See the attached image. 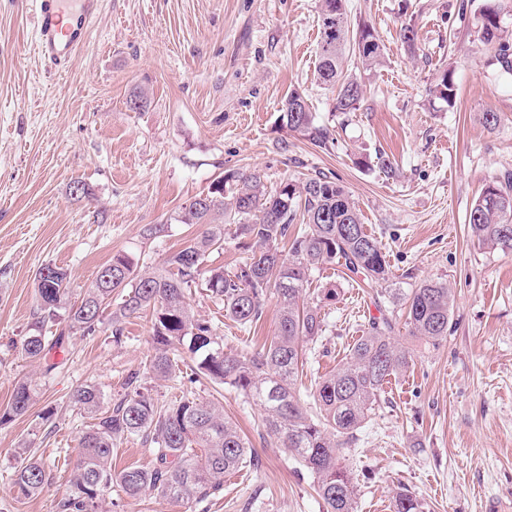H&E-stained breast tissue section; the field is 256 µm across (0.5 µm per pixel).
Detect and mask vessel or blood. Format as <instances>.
I'll list each match as a JSON object with an SVG mask.
<instances>
[{
	"instance_id": "obj_1",
	"label": "vessel or blood",
	"mask_w": 512,
	"mask_h": 512,
	"mask_svg": "<svg viewBox=\"0 0 512 512\" xmlns=\"http://www.w3.org/2000/svg\"><path fill=\"white\" fill-rule=\"evenodd\" d=\"M37 50L58 68L67 67L88 38L101 0H34Z\"/></svg>"
}]
</instances>
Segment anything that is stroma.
Listing matches in <instances>:
<instances>
[{
    "mask_svg": "<svg viewBox=\"0 0 512 512\" xmlns=\"http://www.w3.org/2000/svg\"><path fill=\"white\" fill-rule=\"evenodd\" d=\"M351 27L379 35L382 63L348 59L364 96L357 111L334 110L336 94L316 79L321 0H104L85 46L65 70L40 58L30 0H0V409L16 384L36 381L23 417L0 424V512H60L73 491L78 442L90 424L71 404L80 385L105 401L139 372L162 402L211 399L207 381L159 380L145 368L155 353L151 317L110 332L70 335L44 374L21 344L35 317L34 276L48 262L68 269L80 292L113 255L158 267L203 230L176 216L227 171L260 173L267 186L319 173L335 177L375 237L397 287L443 279L455 291L447 340L431 347L397 322L394 339L413 354L388 383L345 458L357 478L358 512H390L399 485L430 512H512V252L482 247L466 216L484 188L512 171V72L487 53L476 13L482 0H347ZM411 26L416 54L399 33ZM451 73L454 106L431 88ZM148 105L128 106L134 91ZM306 97L335 142L321 148L288 130L280 102ZM498 113L487 129L481 113ZM389 157L394 174L377 166ZM95 200L72 195L75 182ZM337 287L321 313L327 330L310 353L303 386L345 359L376 312L377 291L348 283L339 266L314 271L307 299ZM191 308L246 353L276 331L268 299L251 329L225 318L220 301L192 287ZM224 415L250 441L255 459L224 479L221 495L175 503L112 489L101 512H324L313 479L276 438L262 408L224 389ZM50 475L36 497L10 491L23 456Z\"/></svg>",
    "mask_w": 512,
    "mask_h": 512,
    "instance_id": "obj_1",
    "label": "stroma"
}]
</instances>
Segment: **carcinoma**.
<instances>
[{
	"label": "carcinoma",
	"instance_id": "obj_1",
	"mask_svg": "<svg viewBox=\"0 0 512 512\" xmlns=\"http://www.w3.org/2000/svg\"><path fill=\"white\" fill-rule=\"evenodd\" d=\"M320 8L317 80L338 88L334 109L344 114L359 108L363 91L351 76H343V54L350 47L362 68L371 70L383 59L378 37L367 25L350 37L345 0H324ZM481 42L501 67L512 70V36L502 25L495 3L484 4L477 15ZM432 96L451 107L453 78L445 73ZM281 119L289 130L325 147L332 141L328 127L315 123L300 93L281 101ZM303 224H293L297 215ZM236 223V235L249 239L251 253L233 272L209 267L213 252L224 250V217ZM181 224H204L205 231L171 253L155 269L141 268L127 255H115L71 300L70 273L54 264L41 266L34 277L37 320L22 343L25 357L40 362L62 346L67 334L93 336L102 327L121 342L126 319L150 310L156 353L148 371L167 378L179 363L190 359L186 375L191 384L207 379L235 389L247 402L264 411V426L308 472L325 512H358L352 473L342 465L345 450L359 440L375 404L392 377L405 371L410 352L396 343L398 308L406 310L410 333L436 346L447 339L455 295L441 280H425L412 288H388L389 265L376 238L365 231L355 204L344 187L326 175L301 182L283 180L269 191L258 173L230 171L212 183L207 193L187 201L178 213ZM479 244L512 250V175L489 184L467 215ZM291 239L288 255L279 243ZM339 265L349 279L363 277L381 287L384 302L368 320L365 334L352 344L336 372L321 378L302 404L297 391L306 347L314 346L326 330L320 303L301 301L314 270ZM203 283L224 306L225 316L241 326L261 319L268 292L276 296L277 327L270 344L238 355L224 351V338L212 322L194 314L187 290ZM65 324L55 341L42 335L44 323ZM126 392L109 406L92 384L77 387L73 407L92 423L80 442L81 458L71 478L73 494L59 504L61 512H98L104 492L117 486L129 497L145 491L182 502H201L224 490V475L248 462L250 449L237 424L224 417L217 400L184 396L161 404L141 388L139 374L125 380ZM38 395L28 381L16 385L0 414V424L26 415ZM140 436L151 448L149 468L128 467L112 472L117 442ZM48 481L44 465L25 457L15 469L10 491L20 499L42 492ZM392 512H428V504L405 486L392 497Z\"/></svg>",
	"mask_w": 512,
	"mask_h": 512
}]
</instances>
